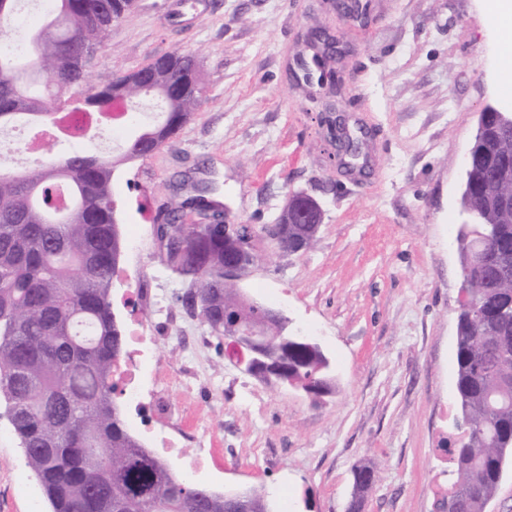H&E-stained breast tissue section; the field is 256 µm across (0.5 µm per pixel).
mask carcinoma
I'll return each instance as SVG.
<instances>
[{
    "instance_id": "carcinoma-1",
    "label": "carcinoma",
    "mask_w": 512,
    "mask_h": 512,
    "mask_svg": "<svg viewBox=\"0 0 512 512\" xmlns=\"http://www.w3.org/2000/svg\"><path fill=\"white\" fill-rule=\"evenodd\" d=\"M23 40L0 44V129L53 126L59 116L109 123L116 101L152 91L167 111L127 141L118 158L74 152L60 161L34 158L24 171L0 164V397L26 466L50 512H272L262 490L226 495L178 476L128 430L114 402L112 371L124 334L112 304L120 256L112 177L120 164L170 142L199 106L200 63L172 53L112 82L87 85L81 61L100 50L106 31L134 0H50ZM492 141L473 140L468 194L475 223L459 225L464 302L456 316L457 438L448 448V493L437 512H487L512 460V207L498 199L497 174L512 172V127L495 125ZM208 188L164 207L162 261L184 291L173 303L219 339L234 323L265 336L260 374H279L315 397L332 394L322 348L287 335L286 319L244 298L224 280L242 261L237 241L255 226L210 223ZM202 222H181L185 209ZM284 253L311 248L313 224L281 225ZM350 512H362L381 478L372 462L354 466Z\"/></svg>"
}]
</instances>
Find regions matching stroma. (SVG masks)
<instances>
[{
    "mask_svg": "<svg viewBox=\"0 0 512 512\" xmlns=\"http://www.w3.org/2000/svg\"><path fill=\"white\" fill-rule=\"evenodd\" d=\"M136 0L108 30L88 70L103 86L176 50L196 53L207 100L176 138L113 176L122 247L112 303L122 329L143 322L158 338L160 407L146 419L192 434L213 460L204 486L259 489L274 512H346L352 468L382 478L364 512H435L448 491L444 447L454 437L456 243L462 161L485 103L512 109L486 0H366L362 27L329 0ZM340 30L336 71L353 129L370 137L359 172L328 146L322 90L293 75L313 50L309 29ZM211 185L243 224L275 223L288 195L318 197L314 246L279 252L263 236L241 293L313 335L330 357L333 395L316 399L243 374L225 345L170 303L177 281L160 258L155 218L170 200ZM26 467L0 401V512H31Z\"/></svg>",
    "mask_w": 512,
    "mask_h": 512,
    "instance_id": "obj_1",
    "label": "stroma"
}]
</instances>
